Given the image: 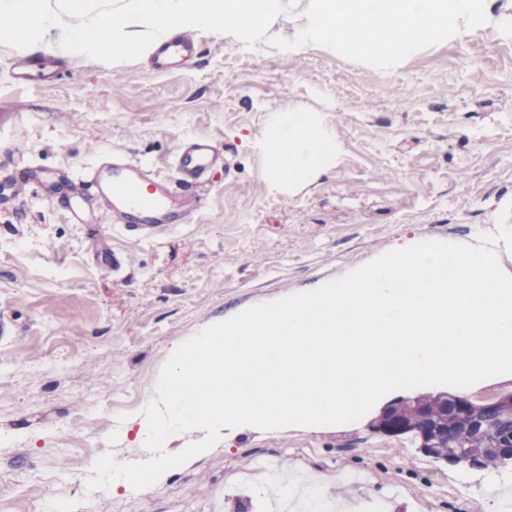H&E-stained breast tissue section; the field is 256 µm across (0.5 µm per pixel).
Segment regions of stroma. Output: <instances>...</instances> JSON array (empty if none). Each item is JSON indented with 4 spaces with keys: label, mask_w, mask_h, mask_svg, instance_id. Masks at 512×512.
Segmentation results:
<instances>
[{
    "label": "stroma",
    "mask_w": 512,
    "mask_h": 512,
    "mask_svg": "<svg viewBox=\"0 0 512 512\" xmlns=\"http://www.w3.org/2000/svg\"><path fill=\"white\" fill-rule=\"evenodd\" d=\"M277 36L239 46L203 31L180 70L145 56L75 59L45 86H17L0 43V177L71 172L121 150L174 177L180 146L221 156L190 224L153 241L121 236L110 213L71 223L69 184L30 186L0 206V512H269L258 467L329 478L350 512H512V466L486 472L422 455L413 437L370 426L244 430L143 490L88 489L94 463L148 459L125 431L152 400L173 345L241 308L334 280L404 241L471 237L512 203V32L488 26L431 44L391 73ZM318 113L342 145L337 165L293 190L264 177L274 111ZM25 152L10 153L11 141ZM129 257L117 274L103 248Z\"/></svg>",
    "instance_id": "obj_1"
}]
</instances>
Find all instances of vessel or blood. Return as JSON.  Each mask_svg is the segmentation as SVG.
Segmentation results:
<instances>
[{"label":"vessel or blood","mask_w":512,"mask_h":512,"mask_svg":"<svg viewBox=\"0 0 512 512\" xmlns=\"http://www.w3.org/2000/svg\"><path fill=\"white\" fill-rule=\"evenodd\" d=\"M198 45L197 35L185 31L165 43L157 52L155 67L169 71ZM53 74L51 58L20 59L14 64L18 83H49ZM214 158L212 143L192 139L177 157V180L159 176L141 161L116 152L94 161L75 174V187L64 202L69 220L89 224L96 219L97 205H104L126 235L140 240H155L191 223L199 210L200 189ZM38 172L23 178H8L0 183V205L16 204L25 196Z\"/></svg>","instance_id":"1"}]
</instances>
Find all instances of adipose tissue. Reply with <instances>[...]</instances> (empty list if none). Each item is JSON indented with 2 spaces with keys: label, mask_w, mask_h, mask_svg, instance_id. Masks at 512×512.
<instances>
[{
  "label": "adipose tissue",
  "mask_w": 512,
  "mask_h": 512,
  "mask_svg": "<svg viewBox=\"0 0 512 512\" xmlns=\"http://www.w3.org/2000/svg\"><path fill=\"white\" fill-rule=\"evenodd\" d=\"M14 24L0 32L24 54L59 57L150 55L180 31L220 30L248 46L267 40L279 21L291 24L289 54L313 45L394 71L425 45L496 25L512 31V9L498 0H0ZM265 142L266 175L291 189L305 186L338 161L341 145L317 113L277 111Z\"/></svg>",
  "instance_id": "adipose-tissue-1"
}]
</instances>
